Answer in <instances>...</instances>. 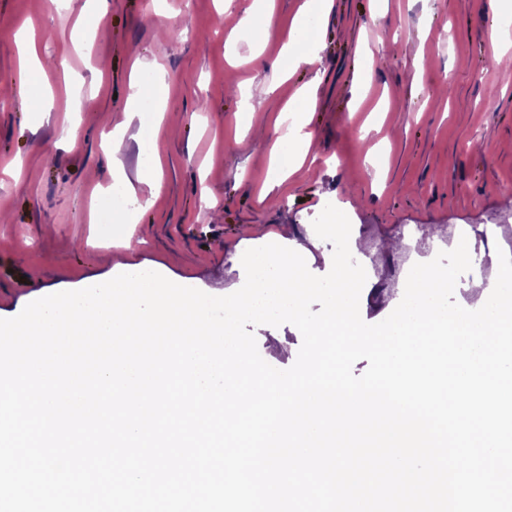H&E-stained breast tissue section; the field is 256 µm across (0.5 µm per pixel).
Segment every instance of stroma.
I'll use <instances>...</instances> for the list:
<instances>
[{
    "mask_svg": "<svg viewBox=\"0 0 512 512\" xmlns=\"http://www.w3.org/2000/svg\"><path fill=\"white\" fill-rule=\"evenodd\" d=\"M254 0H0V318L29 303V283L77 290L116 264H143L210 295L245 282L240 255L271 240L297 246L327 274L325 240L310 233L327 202L378 259L360 296L369 324L399 304L390 245L404 225L479 227L512 212V73L499 30L512 0H274L269 35L237 28ZM180 34L166 37L155 14ZM34 23L47 99L21 88L17 32ZM308 36L313 65L282 52ZM373 71H366V63ZM163 79L150 158L140 152L131 81ZM271 84V99L249 97ZM310 86L314 111L296 92ZM306 123L309 157L272 185L275 122ZM75 130L70 142L67 130ZM122 130L123 177L149 209L134 212L126 244L104 245L96 213L108 202L106 147ZM262 358L291 367L302 345L293 324L259 325ZM289 352H281L280 341Z\"/></svg>",
    "mask_w": 512,
    "mask_h": 512,
    "instance_id": "35a3bbf8",
    "label": "stroma"
}]
</instances>
